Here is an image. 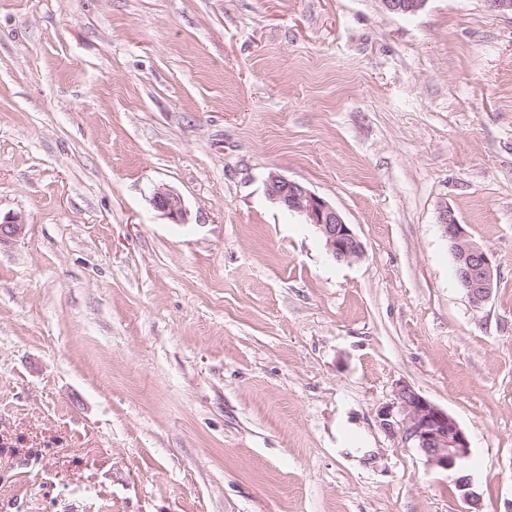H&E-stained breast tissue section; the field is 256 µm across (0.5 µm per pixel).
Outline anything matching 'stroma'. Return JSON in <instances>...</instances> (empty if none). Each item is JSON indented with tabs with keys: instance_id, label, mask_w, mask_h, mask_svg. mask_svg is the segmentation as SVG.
<instances>
[{
	"instance_id": "35a3bbf8",
	"label": "stroma",
	"mask_w": 512,
	"mask_h": 512,
	"mask_svg": "<svg viewBox=\"0 0 512 512\" xmlns=\"http://www.w3.org/2000/svg\"><path fill=\"white\" fill-rule=\"evenodd\" d=\"M445 208L495 259L482 308ZM8 214L0 512H463L379 423L402 383L465 429L481 512H512V14L0 0ZM265 190L269 199L282 208L304 216L320 233L335 260L351 263L363 257V243L351 225L324 198L275 172L269 174ZM151 203L154 208L176 224H181L186 220L187 211L182 197L168 185L162 184L155 187Z\"/></svg>"
}]
</instances>
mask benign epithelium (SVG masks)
I'll use <instances>...</instances> for the list:
<instances>
[{
    "label": "benign epithelium",
    "instance_id": "benign-epithelium-1",
    "mask_svg": "<svg viewBox=\"0 0 512 512\" xmlns=\"http://www.w3.org/2000/svg\"><path fill=\"white\" fill-rule=\"evenodd\" d=\"M427 0H379L383 11L392 14H415ZM266 194L289 212L305 217L322 236L327 251L341 262L361 259L364 246L351 225L337 209L302 184L272 172L265 182ZM151 203L173 222L181 224L187 211L182 197L170 186L155 187ZM440 225L451 243L457 280L478 309L490 298L497 267L490 253L474 242L464 225L443 209ZM25 222L19 215L0 218V240L21 235ZM396 407L387 406L378 413L382 428L397 432L402 441L412 444L425 456L429 465L452 477L455 489L468 506L465 512H480V497L472 489L468 467L472 455L470 440L458 421L439 405L433 403L412 386L402 383L395 393Z\"/></svg>",
    "mask_w": 512,
    "mask_h": 512
}]
</instances>
